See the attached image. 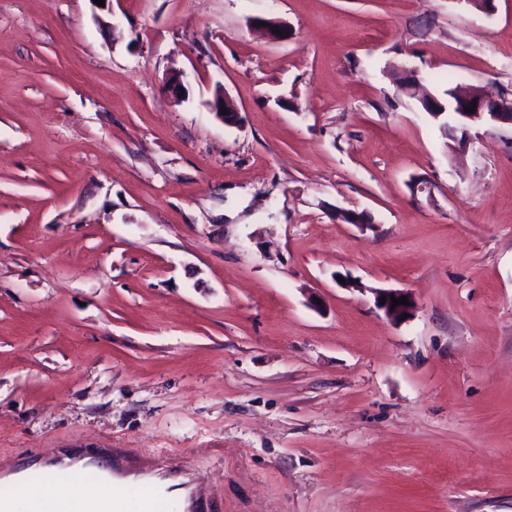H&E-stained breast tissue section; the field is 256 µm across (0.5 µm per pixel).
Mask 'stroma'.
Listing matches in <instances>:
<instances>
[{
  "mask_svg": "<svg viewBox=\"0 0 512 512\" xmlns=\"http://www.w3.org/2000/svg\"><path fill=\"white\" fill-rule=\"evenodd\" d=\"M403 67L512 93V0H0V490L121 448L214 512H512V127L458 153ZM214 100L211 103L215 110V115L224 122V125L236 126L240 122V112L234 101L224 92L221 86L216 87L214 91ZM221 106H224L226 113L221 111ZM382 296L386 297L385 304H381ZM392 296H395L396 299H399L401 297H407L409 305L399 304L395 307L394 311H391ZM375 302L377 307L385 313L386 317L395 324H399L409 319L412 316L415 309V301L412 295L408 291L403 289H380L379 291H375ZM404 314H408V317L401 319V316H403Z\"/></svg>",
  "mask_w": 512,
  "mask_h": 512,
  "instance_id": "obj_1",
  "label": "stroma"
}]
</instances>
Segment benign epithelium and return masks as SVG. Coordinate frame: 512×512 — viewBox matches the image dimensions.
I'll list each match as a JSON object with an SVG mask.
<instances>
[{
	"label": "benign epithelium",
	"mask_w": 512,
	"mask_h": 512,
	"mask_svg": "<svg viewBox=\"0 0 512 512\" xmlns=\"http://www.w3.org/2000/svg\"><path fill=\"white\" fill-rule=\"evenodd\" d=\"M264 25H258V22ZM253 25L260 26L271 42L285 41L289 37L288 25L282 20L255 19ZM279 28L282 33L273 32V28ZM212 107L215 115L228 126H236L240 122V112L234 101L224 92L221 87H216ZM475 108L470 112L469 108ZM444 114L448 120V138L454 140L458 148L466 150L473 143L474 136L470 129L485 127L489 130L504 126H512V98L501 95H494L481 87H471L467 90H455L446 99ZM386 297V302H381V297ZM405 297L408 304L392 306V298ZM375 302L386 317L393 323L403 322L401 316L411 315L415 309V301L412 295L403 289H381L375 292Z\"/></svg>",
	"instance_id": "7a95c632"
}]
</instances>
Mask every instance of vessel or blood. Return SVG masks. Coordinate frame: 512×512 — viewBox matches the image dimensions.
<instances>
[{
    "mask_svg": "<svg viewBox=\"0 0 512 512\" xmlns=\"http://www.w3.org/2000/svg\"><path fill=\"white\" fill-rule=\"evenodd\" d=\"M112 483L116 486L143 484L150 487L153 496L143 504L141 512H156L162 501L173 503L176 512H208L205 489L186 470L164 469L116 454L112 457Z\"/></svg>",
    "mask_w": 512,
    "mask_h": 512,
    "instance_id": "1",
    "label": "vessel or blood"
}]
</instances>
